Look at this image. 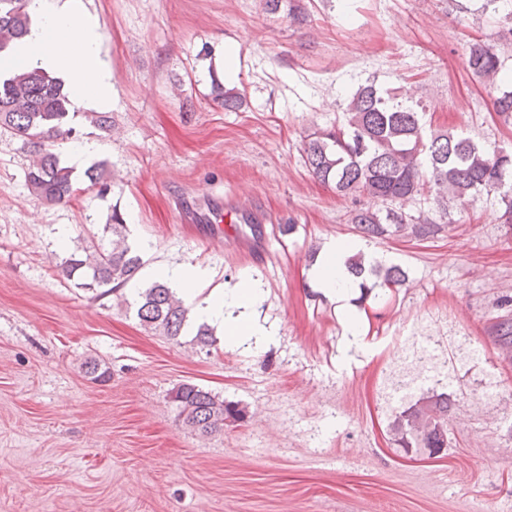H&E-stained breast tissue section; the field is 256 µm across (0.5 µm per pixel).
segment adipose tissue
Masks as SVG:
<instances>
[{"label":"adipose tissue","instance_id":"ef3b65f1","mask_svg":"<svg viewBox=\"0 0 512 512\" xmlns=\"http://www.w3.org/2000/svg\"><path fill=\"white\" fill-rule=\"evenodd\" d=\"M27 10L29 28L9 46L8 56L55 74L68 87L75 109L109 105L112 80L101 57L98 19L82 14L81 0H29ZM350 250L348 244L329 243L316 271L321 287L337 297L351 286L343 267V257ZM149 274L174 284L181 294L194 300L195 319L223 329L227 345H238L258 333L257 324L242 314L243 309L258 302L255 288L242 285L231 294L213 293L203 299L199 287L208 277L206 269L189 264H158L150 267ZM231 306L239 308L238 316L227 315Z\"/></svg>","mask_w":512,"mask_h":512}]
</instances>
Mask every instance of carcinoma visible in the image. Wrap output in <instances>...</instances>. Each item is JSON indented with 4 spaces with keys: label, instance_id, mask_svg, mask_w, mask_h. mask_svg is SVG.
<instances>
[{
    "label": "carcinoma",
    "instance_id": "cac0c4a2",
    "mask_svg": "<svg viewBox=\"0 0 512 512\" xmlns=\"http://www.w3.org/2000/svg\"><path fill=\"white\" fill-rule=\"evenodd\" d=\"M30 24L27 0H0V54L24 35ZM467 70L483 85L497 91L492 97L495 112L512 121V89L498 52L481 42L469 45ZM224 110L237 112L245 95L238 89H221ZM70 92L63 82L38 69H20L0 81V130L20 138L32 161L26 173L30 192L46 202L71 199L75 193L72 168L61 164L53 147L75 134L69 112ZM305 163L320 183L340 196H366L385 204L383 208L357 207L350 223L370 239L413 236L435 237L441 225L430 216H414L393 203L415 200L430 193L439 218L448 215V199L468 200L482 192L499 191L512 181V152L488 150L470 137L426 128L423 113L394 98L384 96L374 85L359 87L349 98L343 118L330 128H316L306 135ZM123 220L112 214L103 233H112L109 248L83 241L77 254L59 265V275L77 279L76 286L100 295L114 294L142 266L141 256L126 242ZM350 273L373 277L391 291L406 284L408 276L397 265L384 267L366 261L359 252L345 260ZM189 308L164 282H155L139 295L137 317L147 327L171 340H178ZM496 347L512 355V320L500 319L490 326ZM178 417L192 431L211 435L237 425L248 416L247 408L229 402L192 383H183L172 394ZM395 442L401 448L448 447V396L434 394L419 399L394 421Z\"/></svg>",
    "mask_w": 512,
    "mask_h": 512
}]
</instances>
